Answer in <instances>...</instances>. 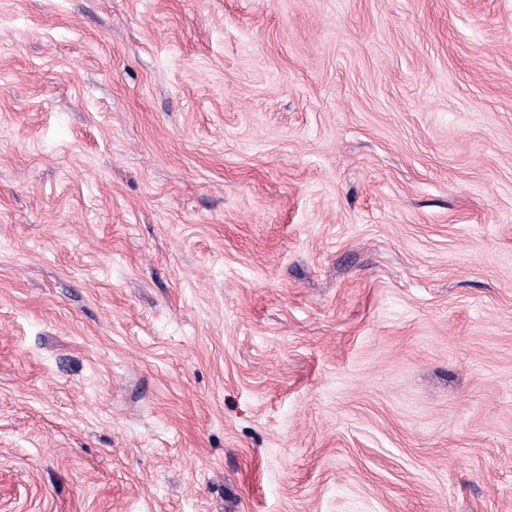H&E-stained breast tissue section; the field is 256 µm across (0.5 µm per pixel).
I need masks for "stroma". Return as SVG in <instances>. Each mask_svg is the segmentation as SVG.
Listing matches in <instances>:
<instances>
[{
    "label": "stroma",
    "mask_w": 512,
    "mask_h": 512,
    "mask_svg": "<svg viewBox=\"0 0 512 512\" xmlns=\"http://www.w3.org/2000/svg\"><path fill=\"white\" fill-rule=\"evenodd\" d=\"M0 512H512V0H0Z\"/></svg>",
    "instance_id": "1"
}]
</instances>
